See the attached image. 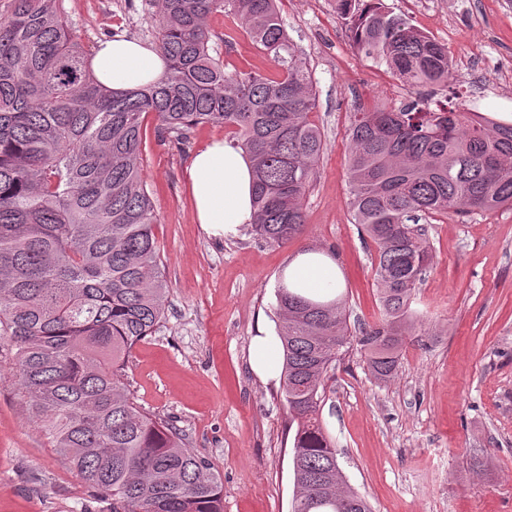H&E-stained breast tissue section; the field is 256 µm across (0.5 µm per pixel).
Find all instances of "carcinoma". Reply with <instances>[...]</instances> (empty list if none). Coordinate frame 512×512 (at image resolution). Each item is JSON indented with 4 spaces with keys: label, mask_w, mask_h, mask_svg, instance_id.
Segmentation results:
<instances>
[{
    "label": "carcinoma",
    "mask_w": 512,
    "mask_h": 512,
    "mask_svg": "<svg viewBox=\"0 0 512 512\" xmlns=\"http://www.w3.org/2000/svg\"><path fill=\"white\" fill-rule=\"evenodd\" d=\"M169 65L124 93L101 85L60 0L0 12V338L33 417L112 512H224V486L122 382L130 349L162 322L166 281L141 165L152 113L178 140L224 126L250 160L251 232L280 246L305 224L324 148L316 93L277 0H150ZM356 49L406 84H446L448 48L383 0H336ZM234 16L277 75L227 71L210 18ZM349 209L375 246L378 323L355 337L343 296L277 289L281 396L292 434V512H372L343 480L321 420L326 381L356 340L374 377L398 367L414 291L433 254L422 220L512 208V124L415 102L351 114Z\"/></svg>",
    "instance_id": "1"
}]
</instances>
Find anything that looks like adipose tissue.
Listing matches in <instances>:
<instances>
[{
  "label": "adipose tissue",
  "mask_w": 512,
  "mask_h": 512,
  "mask_svg": "<svg viewBox=\"0 0 512 512\" xmlns=\"http://www.w3.org/2000/svg\"><path fill=\"white\" fill-rule=\"evenodd\" d=\"M88 63L96 79L118 93L156 81L167 68L157 47L124 35L100 41ZM188 175L194 217L208 235L231 239L252 222L253 174L239 148L223 138L209 141L193 155ZM282 280L292 288H333L336 263L307 251L284 268Z\"/></svg>",
  "instance_id": "1"
}]
</instances>
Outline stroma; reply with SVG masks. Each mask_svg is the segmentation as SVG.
Instances as JSON below:
<instances>
[{
    "instance_id": "1",
    "label": "stroma",
    "mask_w": 512,
    "mask_h": 512,
    "mask_svg": "<svg viewBox=\"0 0 512 512\" xmlns=\"http://www.w3.org/2000/svg\"><path fill=\"white\" fill-rule=\"evenodd\" d=\"M448 48L450 84L413 88L359 54L336 0H281L290 37L314 79V119L325 137L304 202V233L273 247L249 228L208 236L194 218L192 155L224 135L187 140L143 122V166L167 281L165 318L130 350L125 384L136 403L180 432L224 483V512H291L288 412L278 385L250 365L253 336L277 333V289L297 253L337 254L350 325L381 316L373 244L348 208L344 138L352 112L421 97L494 117L512 113V0H383ZM85 50L114 35L154 43L149 0H62ZM227 68L275 74L227 13L210 19ZM433 263L416 290V332L396 373L376 379L357 350L327 383L324 426L347 483L374 512H512V209L428 220ZM15 357L0 340V512H112L30 416Z\"/></svg>"
}]
</instances>
